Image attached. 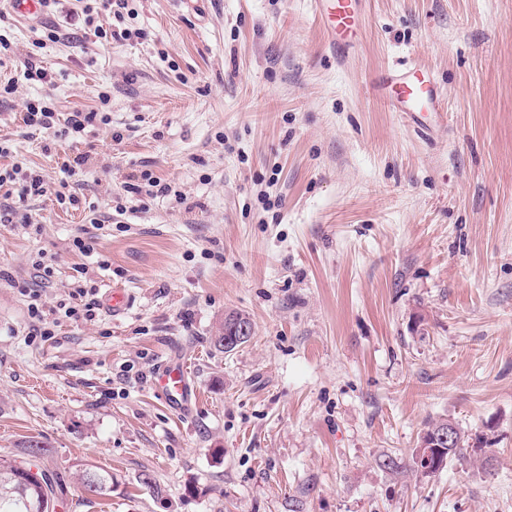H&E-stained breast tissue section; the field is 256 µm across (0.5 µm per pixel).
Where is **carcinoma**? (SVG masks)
I'll return each mask as SVG.
<instances>
[{"label":"carcinoma","mask_w":512,"mask_h":512,"mask_svg":"<svg viewBox=\"0 0 512 512\" xmlns=\"http://www.w3.org/2000/svg\"><path fill=\"white\" fill-rule=\"evenodd\" d=\"M445 462L465 460L471 455L469 442L462 430H457V440L452 447L441 451ZM50 455L48 446L31 439L22 445L20 455L0 458V512H34L41 499L55 500L52 481L45 472H33L27 459L45 458ZM381 465L401 474L407 469H415L414 457L404 459L387 454ZM79 479L85 491L92 495L107 496L112 492V473L94 466L79 469Z\"/></svg>","instance_id":"cac0c4a2"}]
</instances>
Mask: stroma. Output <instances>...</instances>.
<instances>
[{
  "instance_id": "obj_1",
  "label": "stroma",
  "mask_w": 512,
  "mask_h": 512,
  "mask_svg": "<svg viewBox=\"0 0 512 512\" xmlns=\"http://www.w3.org/2000/svg\"><path fill=\"white\" fill-rule=\"evenodd\" d=\"M129 6L103 42L80 0L31 20L0 2V170L48 187L30 224H0V457L45 442L56 512H512V0H366L341 64L309 0ZM407 59L445 94L424 136L369 85ZM41 98L100 119L26 125ZM78 156L79 202L58 203ZM80 288L130 304L73 320ZM231 311L254 334L225 352ZM169 363L189 414L151 388ZM437 419L490 464L381 467ZM85 463L111 496L84 493Z\"/></svg>"
}]
</instances>
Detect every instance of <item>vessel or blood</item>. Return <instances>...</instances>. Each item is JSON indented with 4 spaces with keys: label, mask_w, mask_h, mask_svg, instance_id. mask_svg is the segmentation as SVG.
<instances>
[{
    "label": "vessel or blood",
    "mask_w": 512,
    "mask_h": 512,
    "mask_svg": "<svg viewBox=\"0 0 512 512\" xmlns=\"http://www.w3.org/2000/svg\"><path fill=\"white\" fill-rule=\"evenodd\" d=\"M314 14L327 35L329 46L348 49L357 34L364 0H313ZM370 83L375 91L391 90L389 105L403 113L418 130L428 127V117H441L444 99L435 85L430 71L417 63L396 66L374 75ZM155 388L166 402L178 409L189 405L190 391L187 378L179 365H172L156 380Z\"/></svg>",
    "instance_id": "vessel-or-blood-1"
}]
</instances>
